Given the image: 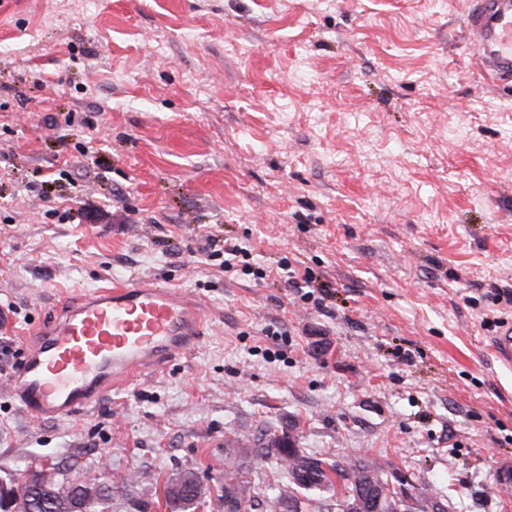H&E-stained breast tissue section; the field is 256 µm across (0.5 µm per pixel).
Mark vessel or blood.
Returning <instances> with one entry per match:
<instances>
[{"label":"vessel or blood","instance_id":"b4317fda","mask_svg":"<svg viewBox=\"0 0 512 512\" xmlns=\"http://www.w3.org/2000/svg\"><path fill=\"white\" fill-rule=\"evenodd\" d=\"M484 76L512 79V0H473L467 17ZM200 301L125 279L73 296L29 336L8 392L38 421H62L156 374L205 337Z\"/></svg>","mask_w":512,"mask_h":512}]
</instances>
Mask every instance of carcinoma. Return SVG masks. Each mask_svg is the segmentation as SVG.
<instances>
[{
  "label": "carcinoma",
  "instance_id": "obj_1",
  "mask_svg": "<svg viewBox=\"0 0 512 512\" xmlns=\"http://www.w3.org/2000/svg\"><path fill=\"white\" fill-rule=\"evenodd\" d=\"M280 457L287 483L278 488L280 512H300L301 498L324 495L325 507L336 512H428L418 508L419 501H394L383 494L381 467L372 460L356 458L342 466L326 458L306 455L282 438L264 447ZM173 512H197L202 485L199 476L187 472L171 481L165 490ZM261 492L240 481L224 476V512H238L230 506L241 500H257ZM112 487L99 484L66 482L64 472L54 466L31 474L23 493L21 512H110Z\"/></svg>",
  "mask_w": 512,
  "mask_h": 512
}]
</instances>
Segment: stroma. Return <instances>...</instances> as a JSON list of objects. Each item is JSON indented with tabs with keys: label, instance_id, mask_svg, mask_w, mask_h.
I'll use <instances>...</instances> for the list:
<instances>
[{
	"label": "stroma",
	"instance_id": "35a3bbf8",
	"mask_svg": "<svg viewBox=\"0 0 512 512\" xmlns=\"http://www.w3.org/2000/svg\"><path fill=\"white\" fill-rule=\"evenodd\" d=\"M471 0H0V477L53 463L127 484L111 512H172L199 475H280L261 435L376 461L448 501L512 512V81L480 71ZM194 40H185V29ZM304 65L307 79L296 74ZM70 174L60 177L63 161ZM94 203L104 219L73 224ZM235 238L333 283L224 272ZM178 245L169 254L164 240ZM152 279L199 296L204 341L76 419L7 391L26 337L73 293ZM293 261L294 264L284 261L282 267H280L286 273L288 285L292 288H300L301 291L307 288L308 290L303 292L300 298L305 301L314 299L313 305L318 309H322L325 306V300L331 297V284L322 281L307 266L303 267V271L299 269L298 266L302 267L304 262L296 259ZM172 512H197L202 485L199 476L187 472L172 480L165 490Z\"/></svg>",
	"mask_w": 512,
	"mask_h": 512
}]
</instances>
